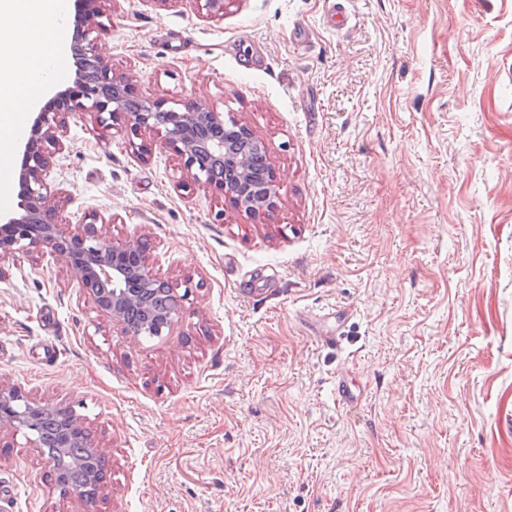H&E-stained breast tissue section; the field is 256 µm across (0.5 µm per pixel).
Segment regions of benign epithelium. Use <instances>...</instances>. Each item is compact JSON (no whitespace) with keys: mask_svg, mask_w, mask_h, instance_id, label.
<instances>
[{"mask_svg":"<svg viewBox=\"0 0 512 512\" xmlns=\"http://www.w3.org/2000/svg\"><path fill=\"white\" fill-rule=\"evenodd\" d=\"M100 3L77 2L72 25L78 37L68 44L76 63L75 77L34 111L23 138L15 171L18 206L0 215V262L48 250L123 335L138 342L143 336L158 337L171 330L181 306L171 309L161 324L148 310L142 322L133 324L132 311L145 291L177 299L150 262L147 245L105 239L97 224L106 218L96 211L86 214L74 230H61L58 214L68 198L63 189L51 186L49 177L56 158L66 149L69 119L91 113L105 126L124 120L128 146L138 155L146 152L143 135L156 134L160 148L176 153L199 187L254 216L275 208L279 186L265 143L246 124L198 102L167 109L162 100L135 95L132 83L112 72L94 36L103 26ZM40 413L57 421V448L46 456L55 486L63 495L73 492L88 503L96 501L105 490L106 449L91 441L70 409L42 404L0 384V429L24 435L30 447L43 454L44 441L35 427Z\"/></svg>","mask_w":512,"mask_h":512,"instance_id":"obj_1","label":"benign epithelium"}]
</instances>
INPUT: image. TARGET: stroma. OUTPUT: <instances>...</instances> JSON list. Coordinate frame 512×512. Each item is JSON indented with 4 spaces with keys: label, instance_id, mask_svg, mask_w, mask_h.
Listing matches in <instances>:
<instances>
[{
    "label": "stroma",
    "instance_id": "35a3bbf8",
    "mask_svg": "<svg viewBox=\"0 0 512 512\" xmlns=\"http://www.w3.org/2000/svg\"><path fill=\"white\" fill-rule=\"evenodd\" d=\"M106 0L113 71L267 145L250 216L91 116L51 180L69 225L149 238L181 294L133 342L48 253L0 265V384L73 409L106 494L60 495L0 432V512H512V0ZM346 309L341 350L306 311ZM351 372L359 406L336 404Z\"/></svg>",
    "mask_w": 512,
    "mask_h": 512
}]
</instances>
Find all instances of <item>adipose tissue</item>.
Masks as SVG:
<instances>
[{"mask_svg": "<svg viewBox=\"0 0 512 512\" xmlns=\"http://www.w3.org/2000/svg\"><path fill=\"white\" fill-rule=\"evenodd\" d=\"M67 0H0V170L10 167L12 150L27 112L48 83L64 76L59 43Z\"/></svg>", "mask_w": 512, "mask_h": 512, "instance_id": "adipose-tissue-1", "label": "adipose tissue"}]
</instances>
